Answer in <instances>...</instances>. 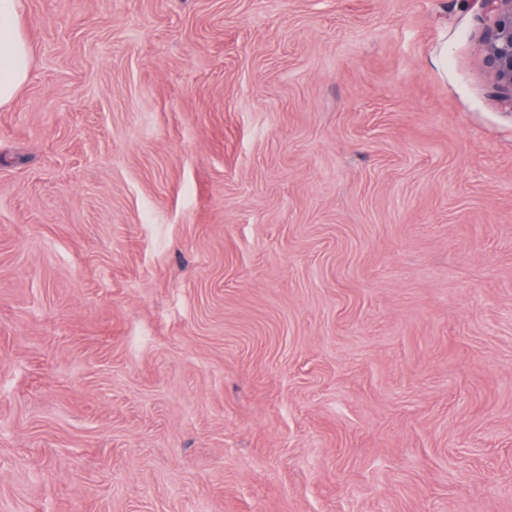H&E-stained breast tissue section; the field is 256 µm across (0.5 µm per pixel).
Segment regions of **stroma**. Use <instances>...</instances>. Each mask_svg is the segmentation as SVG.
<instances>
[{
	"mask_svg": "<svg viewBox=\"0 0 512 512\" xmlns=\"http://www.w3.org/2000/svg\"><path fill=\"white\" fill-rule=\"evenodd\" d=\"M494 20L26 0L0 512H512Z\"/></svg>",
	"mask_w": 512,
	"mask_h": 512,
	"instance_id": "1",
	"label": "stroma"
}]
</instances>
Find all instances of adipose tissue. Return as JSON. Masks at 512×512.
Instances as JSON below:
<instances>
[{"instance_id":"adipose-tissue-1","label":"adipose tissue","mask_w":512,"mask_h":512,"mask_svg":"<svg viewBox=\"0 0 512 512\" xmlns=\"http://www.w3.org/2000/svg\"><path fill=\"white\" fill-rule=\"evenodd\" d=\"M25 2L0 0V107L11 105L30 77V45L19 23Z\"/></svg>"}]
</instances>
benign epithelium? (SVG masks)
<instances>
[{"mask_svg": "<svg viewBox=\"0 0 512 512\" xmlns=\"http://www.w3.org/2000/svg\"><path fill=\"white\" fill-rule=\"evenodd\" d=\"M496 14L486 42L493 86L512 103V0H488Z\"/></svg>", "mask_w": 512, "mask_h": 512, "instance_id": "benign-epithelium-1", "label": "benign epithelium"}]
</instances>
